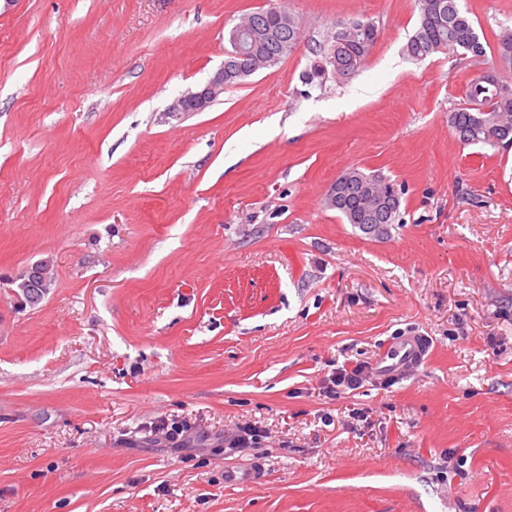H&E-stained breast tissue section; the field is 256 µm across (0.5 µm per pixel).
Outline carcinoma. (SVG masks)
<instances>
[{
	"label": "carcinoma",
	"instance_id": "obj_1",
	"mask_svg": "<svg viewBox=\"0 0 512 512\" xmlns=\"http://www.w3.org/2000/svg\"><path fill=\"white\" fill-rule=\"evenodd\" d=\"M419 22L409 38L404 53L411 59L423 60L447 49L469 50L474 57L486 55L468 12L461 0H417ZM248 31L243 33L239 46L249 49L257 45L268 66L290 55L299 44L302 25L298 18L284 10L266 9L249 14ZM379 31L370 20L354 19L336 23L330 38L314 49L319 60L302 75L306 84H323L328 71L344 67L355 73L377 42ZM498 59L512 65V28L504 29L497 38ZM448 128L462 145L512 144V84L496 79L489 83L477 75L466 86L465 102L448 113ZM351 187L336 196H327V207L336 210L348 224L401 223V195L396 184L379 174L368 175L358 169L342 173ZM374 184L389 198L388 206L374 218L365 216L366 195L359 189Z\"/></svg>",
	"mask_w": 512,
	"mask_h": 512
}]
</instances>
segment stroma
Instances as JSON below:
<instances>
[{
	"label": "stroma",
	"mask_w": 512,
	"mask_h": 512,
	"mask_svg": "<svg viewBox=\"0 0 512 512\" xmlns=\"http://www.w3.org/2000/svg\"><path fill=\"white\" fill-rule=\"evenodd\" d=\"M462 6L487 41L512 27V0ZM270 7L295 51L169 114ZM352 18L380 31L359 71L303 84ZM417 22L416 0L0 10V512H512V145L448 128L512 68L407 60ZM350 168L401 189L387 234L326 206ZM46 258L27 304L8 280ZM404 336L424 362L382 371ZM246 426L256 447L225 444ZM194 429L195 428L186 421L181 423L173 422L171 424L162 421L156 426V430L164 433L166 440L178 449L187 448L189 443L194 440L192 439L195 433Z\"/></svg>",
	"instance_id": "1"
}]
</instances>
